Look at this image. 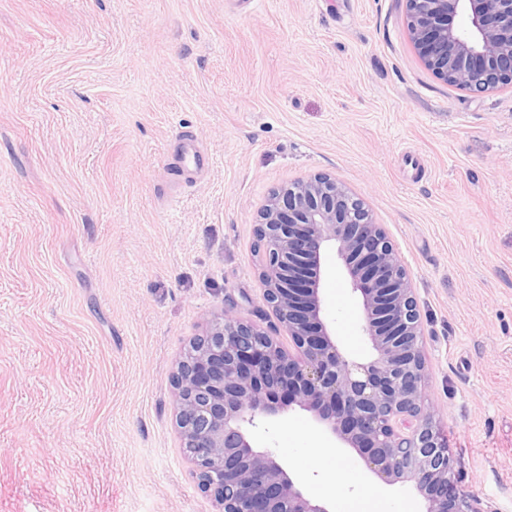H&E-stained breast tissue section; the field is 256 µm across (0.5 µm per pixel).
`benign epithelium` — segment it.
<instances>
[{
    "mask_svg": "<svg viewBox=\"0 0 512 512\" xmlns=\"http://www.w3.org/2000/svg\"><path fill=\"white\" fill-rule=\"evenodd\" d=\"M406 19L424 65L447 84L480 93L512 87V0H406ZM255 233L263 297L279 326L216 315L171 375L180 444L216 512H329L275 452L251 443L257 421L296 407L383 482L413 483L426 512H473L426 404L421 315L383 225L346 186L318 173L274 191ZM329 250L361 297L372 350L363 363L342 353L326 320Z\"/></svg>",
    "mask_w": 512,
    "mask_h": 512,
    "instance_id": "benign-epithelium-1",
    "label": "benign epithelium"
}]
</instances>
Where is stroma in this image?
Wrapping results in <instances>:
<instances>
[{"label": "stroma", "mask_w": 512, "mask_h": 512, "mask_svg": "<svg viewBox=\"0 0 512 512\" xmlns=\"http://www.w3.org/2000/svg\"><path fill=\"white\" fill-rule=\"evenodd\" d=\"M317 173L411 275L459 489L512 512V89L436 78L403 0H0V512H214L172 371L213 314L274 323L258 213ZM323 298L365 361L332 252ZM250 435L330 510L426 512L308 412Z\"/></svg>", "instance_id": "35a3bbf8"}]
</instances>
